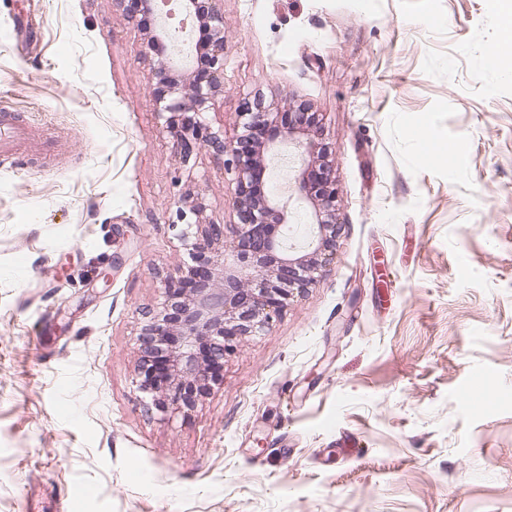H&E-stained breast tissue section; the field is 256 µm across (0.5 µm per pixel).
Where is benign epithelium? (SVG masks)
Listing matches in <instances>:
<instances>
[{
    "instance_id": "obj_1",
    "label": "benign epithelium",
    "mask_w": 512,
    "mask_h": 512,
    "mask_svg": "<svg viewBox=\"0 0 512 512\" xmlns=\"http://www.w3.org/2000/svg\"><path fill=\"white\" fill-rule=\"evenodd\" d=\"M185 9L198 25L209 32L206 52L211 74H197L200 56L178 66L162 52L163 27L150 37L146 53L157 56L154 75L161 90L153 95L152 105L162 127L173 131L181 124L176 145L184 161L197 149H207L234 172L235 200L246 223L237 225L235 238L224 241V226L186 221L187 214L198 215L202 203L180 209L185 220L178 234L182 249L192 260L181 265L164 280V300L147 312L139 341V360L162 355L168 367L166 381L140 389L149 395L155 409H178L185 391L209 383L206 364L200 356L203 347L224 357L241 340L268 334L288 301L317 280V273L330 264L336 254V195L326 148L318 132L288 113V122L278 121V113L257 102L255 110L239 113V127L232 140L212 129L202 115L217 91L224 74V14L217 0H184ZM258 125L273 129L271 137L244 155L241 142ZM292 152L299 158L293 174L294 190L310 210V233L301 243H292L284 233L288 224L285 207L270 194L255 190L256 176L267 171L273 157ZM204 260L208 276L184 293L179 281L188 276L194 264Z\"/></svg>"
}]
</instances>
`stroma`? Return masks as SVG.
<instances>
[{
  "label": "stroma",
  "mask_w": 512,
  "mask_h": 512,
  "mask_svg": "<svg viewBox=\"0 0 512 512\" xmlns=\"http://www.w3.org/2000/svg\"><path fill=\"white\" fill-rule=\"evenodd\" d=\"M225 138L307 106L336 256L193 405L146 413L135 353L235 183L150 103L114 0H0V512H512V0H218Z\"/></svg>",
  "instance_id": "stroma-1"
}]
</instances>
